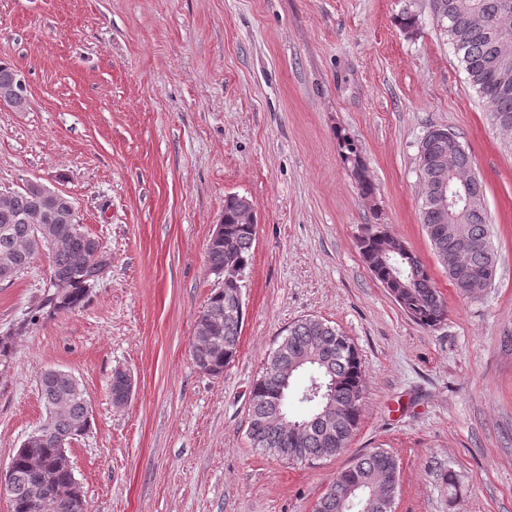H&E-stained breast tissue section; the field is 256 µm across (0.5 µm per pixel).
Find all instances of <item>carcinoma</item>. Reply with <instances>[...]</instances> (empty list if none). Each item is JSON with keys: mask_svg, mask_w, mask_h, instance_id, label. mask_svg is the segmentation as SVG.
Here are the masks:
<instances>
[{"mask_svg": "<svg viewBox=\"0 0 512 512\" xmlns=\"http://www.w3.org/2000/svg\"><path fill=\"white\" fill-rule=\"evenodd\" d=\"M431 10L448 36L456 56L467 74L469 85L489 108L494 125L512 132V29L503 37L495 22L504 16L512 20V0H430ZM484 15L489 24L478 27L471 15ZM17 68L0 60V90L15 85ZM342 157L355 179L360 193L370 197L374 186L360 154L349 138L338 136ZM457 171L474 169L471 155L462 146L448 148V130L437 129L421 142L418 167L424 187L419 209L434 253L447 265L448 250L454 247L448 239L449 214L440 196L441 159ZM476 203L464 211L458 223L478 246L467 256L470 270L497 268L486 206L484 182H471ZM243 198L231 195L224 200V231L210 239L207 261L212 272L224 268V255L231 251L239 257L241 269L251 260L256 225L239 224L237 210ZM50 203L20 188L0 193V262L6 260L13 275L29 268L37 253L33 251L38 212ZM51 234L60 245L46 251L50 272L61 286L46 296L43 307L54 312L72 311L86 302L90 289L100 279L94 261L98 240L85 232L78 219H71L64 209L55 211ZM363 259L375 278L392 286V296L421 326L434 327L443 319L444 302L432 285L425 264L399 239L375 225L366 229L360 239ZM243 279H230L224 287L211 293L206 306L195 321L192 356L196 367L209 375H219L238 353L244 320ZM320 354L323 362H307L288 381H281L275 367L291 364ZM309 373L308 381L333 386L332 399L322 396L308 401L311 411L302 418L288 414V400L297 376ZM364 370L357 349L349 337L336 327L315 317L295 321L268 357L263 372L250 392L248 435L253 447L287 460H319L334 457L347 448L359 422L363 397ZM41 399L45 405L44 423L51 432L43 438L25 439L12 456L9 467L13 482L8 494L11 512H36L29 500L28 488L46 468L54 471L47 497L49 502L64 506L62 512H88V501L76 481L73 468L58 463L59 440L71 444L89 427V406L78 380L67 375L43 372L40 376ZM335 404L322 421L305 428L301 437L293 439L292 426L301 425L322 412L328 402ZM356 480L364 486H381L376 512H391L384 501L397 493L399 465L385 448H375L355 459L336 476L315 504V512H348L337 495L338 485Z\"/></svg>", "mask_w": 512, "mask_h": 512, "instance_id": "obj_1", "label": "carcinoma"}]
</instances>
